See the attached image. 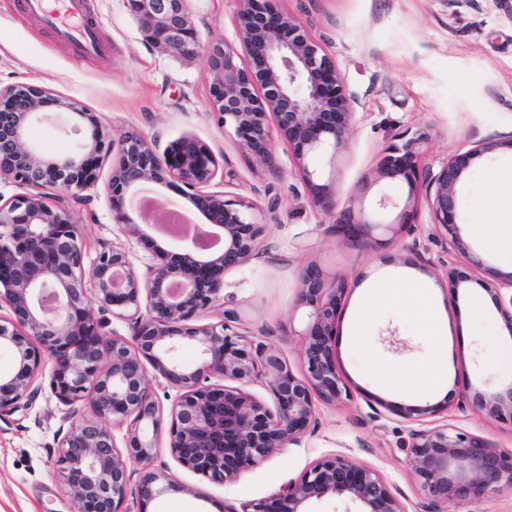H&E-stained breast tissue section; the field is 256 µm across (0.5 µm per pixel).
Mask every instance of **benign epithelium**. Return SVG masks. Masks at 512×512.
<instances>
[{
  "instance_id": "7a95c632",
  "label": "benign epithelium",
  "mask_w": 512,
  "mask_h": 512,
  "mask_svg": "<svg viewBox=\"0 0 512 512\" xmlns=\"http://www.w3.org/2000/svg\"><path fill=\"white\" fill-rule=\"evenodd\" d=\"M127 3L152 43L183 58L205 53L211 108L244 153L275 173L272 133L288 144L310 205L344 245L373 248L377 228L401 234L418 200L416 167L428 137L416 132L390 146L385 156L381 176L408 186L397 221L381 224L353 204L338 207L334 182L322 180L314 162L326 159L336 166L356 98L332 57L292 16L268 10L259 0H237L238 50L224 40L202 43L188 0ZM46 99V91L33 84L0 87V179L25 188L0 203V306L10 311L0 315V351L12 356L10 367L0 370V413L31 401L42 359L53 360L51 392L67 406L86 405L92 411V417L71 422L55 460L56 478L75 512H120L132 462L144 466L137 512L163 492H192L166 466H153L157 446L147 430H158L161 409L146 377L148 365L164 396L175 392L167 451L182 468L228 484L243 469L298 444L318 424L316 402L334 404L349 396L331 341L344 280L330 281L313 266L300 272L294 307L306 309L308 322L303 331L288 326V335L302 337L304 371L295 375L278 350L234 330L239 312L221 302L219 273L258 254L254 207L204 190L217 168L205 145L184 138L159 155L136 133L120 137L109 181L112 210L123 233L137 241L144 236L122 211L126 192L147 184L174 185L187 214L197 212L207 226L222 230L224 250L205 253L193 240L175 258L157 245L142 276L124 248L86 261L81 226L64 203L48 205L44 190L86 191L94 186V173L75 155L48 156L29 144L32 120ZM82 116L91 127L85 148L90 154L103 151L104 131L94 116ZM463 170L450 159L423 180L435 225L464 259V268L447 270L451 294L466 281L467 271L484 265L466 246L456 222ZM488 292L508 317L512 334V270L499 273ZM109 311L129 324L131 337L104 333ZM204 314L218 321L194 324ZM185 350L194 355L189 364L177 359ZM256 382L266 387L274 407L246 391ZM462 394L466 406L512 425V389L506 396L471 394L465 388ZM109 422L126 428L124 449L115 446ZM410 439V465L428 499L413 511L379 471L335 453L270 497L225 512H309L312 501L328 495L349 498L357 512H440L439 504L451 499L480 496L502 483L512 487V456L498 454L481 438L443 424L414 429Z\"/></svg>"
}]
</instances>
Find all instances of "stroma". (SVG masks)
<instances>
[{
	"mask_svg": "<svg viewBox=\"0 0 512 512\" xmlns=\"http://www.w3.org/2000/svg\"><path fill=\"white\" fill-rule=\"evenodd\" d=\"M87 16L99 50L82 54L75 45L29 15L27 0H0V85L25 82L54 96L31 128V139L47 155L78 152L90 136L81 112L93 113L111 139L136 132L158 152L188 136L214 155L218 170L210 190L244 198L258 207V258L223 274L224 304L239 310L240 332L281 352L294 373H302L304 313L293 310L299 272L317 265L330 276H345L348 286L337 305L332 347L336 366L351 390L349 400L319 405V424L300 444L244 469L230 484L210 481L171 462L167 425L157 432L159 461L190 493L164 494L147 512H224L275 493L288 479L330 454L343 453L378 470L402 491L409 506L427 497L409 463V433L449 424L456 431L485 439L496 451L512 453V426L460 407L455 387L470 384L492 394L502 382L498 347L511 329L485 289L512 260L482 251L469 238L479 219L477 205L497 192L512 172V0H270L294 16L311 39L331 54L336 70L357 104L349 118L344 160L336 177V198L347 205L357 185L368 182L363 203L382 221L397 209L378 210L383 196L405 201L404 182L380 177L378 166L389 145L422 131L427 148L419 172L439 171L450 158L465 163L458 186L456 221L484 265L472 271L457 294L445 290L449 253L426 202L409 216L410 229L370 250L341 245L324 217L308 201V190L287 145L272 139L280 170L271 175L238 147L232 133L218 126L209 100L205 55L171 56L150 43L126 0H87ZM236 0H188L189 14L202 41L237 44ZM75 110L59 107V100ZM492 141L496 150L477 159L469 151ZM97 182L88 197L71 205L82 228L87 259L112 244L126 243L108 193L115 155H95ZM419 243L427 264H403L406 249ZM403 275L427 283L442 304L448 335V365L434 392L418 396L385 385L376 360L403 366L428 358L429 317L405 291L379 307L361 331L354 318L366 269ZM296 335H288V327ZM42 387L28 405L0 414V512H73L70 497L54 475L55 451L73 416Z\"/></svg>",
	"mask_w": 512,
	"mask_h": 512,
	"instance_id": "35a3bbf8",
	"label": "stroma"
}]
</instances>
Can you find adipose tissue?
I'll list each match as a JSON object with an SVG mask.
<instances>
[{
    "instance_id": "ef3b65f1",
    "label": "adipose tissue",
    "mask_w": 512,
    "mask_h": 512,
    "mask_svg": "<svg viewBox=\"0 0 512 512\" xmlns=\"http://www.w3.org/2000/svg\"><path fill=\"white\" fill-rule=\"evenodd\" d=\"M491 201V209L485 212L486 221L475 225L474 236L489 251L512 257V187L495 193ZM405 288L416 296L429 315L431 327L428 336L433 355L424 365L399 369L382 361L378 367L392 386L425 393L441 381L444 373L447 334L445 315L440 306L431 300L424 285L411 281L406 283Z\"/></svg>"
}]
</instances>
